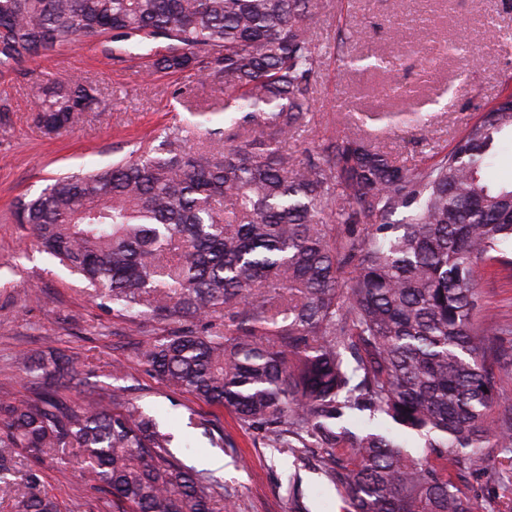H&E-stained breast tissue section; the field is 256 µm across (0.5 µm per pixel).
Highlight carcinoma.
Segmentation results:
<instances>
[{"instance_id":"1","label":"carcinoma","mask_w":512,"mask_h":512,"mask_svg":"<svg viewBox=\"0 0 512 512\" xmlns=\"http://www.w3.org/2000/svg\"><path fill=\"white\" fill-rule=\"evenodd\" d=\"M313 0H0V69L108 37L165 43L155 70L224 80V141L205 122L55 179L19 204L41 251L130 318L179 326L144 345L175 390L232 409L280 453L320 451L346 512H509L454 479L512 473V409L494 366L511 322L482 304L480 271L512 267V183L485 168L512 131V96L452 150L405 166L359 133L299 160L288 140L314 93ZM82 78L43 89L36 123L76 125ZM0 400V483L17 512H61L41 471L81 458L116 512H212L224 485L181 464L171 436L121 389L84 386L64 356ZM63 388H80L71 399ZM499 416H494V413ZM21 455L27 469L10 472Z\"/></svg>"}]
</instances>
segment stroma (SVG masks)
Instances as JSON below:
<instances>
[{
	"label": "stroma",
	"instance_id": "35a3bbf8",
	"mask_svg": "<svg viewBox=\"0 0 512 512\" xmlns=\"http://www.w3.org/2000/svg\"><path fill=\"white\" fill-rule=\"evenodd\" d=\"M402 24V40L391 29ZM321 63L308 122L288 149H306L357 131L398 163L432 161L450 150L471 117L512 93V0H314L310 21ZM378 55L386 70L345 66L350 57ZM152 52L137 49L128 62L112 59V44L78 39L56 51L0 71V398L23 399L32 380L20 354L57 349L70 356L88 383L120 385L127 399L163 422L187 464L219 455L218 477L228 497L213 512H290L299 496L309 512H340L341 501L314 465L271 452L260 436L228 408L205 404L171 389L149 372L139 346L166 335L167 323L130 321L100 304L91 289L40 253L20 201L41 193L53 178L102 167L128 157L162 130L206 111L223 128L224 85L201 78L152 72ZM82 77L96 86L100 109L73 129L46 135L35 121L41 87ZM187 86L184 100L172 96ZM407 89L394 98L392 86ZM487 310L512 322V271L496 265L482 279ZM124 377L113 380V368ZM208 421L202 435L189 414ZM41 479L63 512H113L91 487L77 460L44 470Z\"/></svg>",
	"mask_w": 512,
	"mask_h": 512
}]
</instances>
